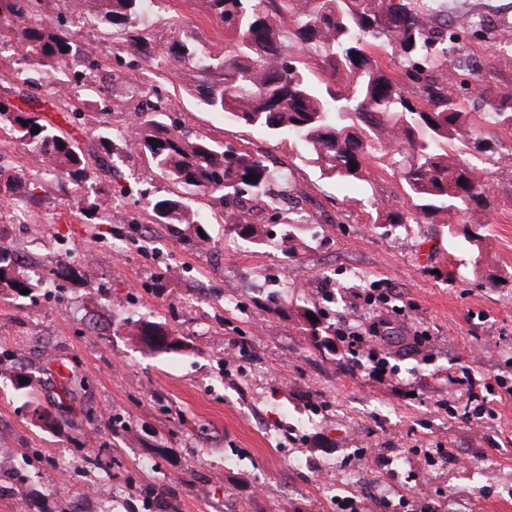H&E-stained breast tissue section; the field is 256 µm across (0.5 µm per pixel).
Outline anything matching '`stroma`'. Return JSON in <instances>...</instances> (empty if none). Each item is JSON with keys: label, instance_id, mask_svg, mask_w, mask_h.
Instances as JSON below:
<instances>
[{"label": "stroma", "instance_id": "35a3bbf8", "mask_svg": "<svg viewBox=\"0 0 512 512\" xmlns=\"http://www.w3.org/2000/svg\"><path fill=\"white\" fill-rule=\"evenodd\" d=\"M154 24L224 44L198 0H159ZM510 42V28L463 35L464 54L488 68L455 75L468 110L480 88L512 93L500 55ZM152 84L186 130L268 155L315 221L296 223L287 257L238 236L200 197L211 248L195 249L186 225L143 208L168 187L120 140L111 223H81L53 185L19 200L28 223L0 229L11 251L37 271L68 247L80 277L60 298L0 287V512L20 499L28 512H337L343 494L362 512H512V168L490 167L483 224L379 228L374 200L404 197L390 169L343 185L144 70L93 102L76 137L123 129L130 87ZM371 288L393 291L374 311ZM302 307L339 332L392 323L377 355L395 379L369 378L366 353L344 343L321 346ZM124 311L164 326L172 349L117 326ZM414 329L427 341L408 338ZM20 376L27 390L13 387ZM68 381L69 411L55 403ZM380 484L388 501L372 495Z\"/></svg>", "mask_w": 512, "mask_h": 512}]
</instances>
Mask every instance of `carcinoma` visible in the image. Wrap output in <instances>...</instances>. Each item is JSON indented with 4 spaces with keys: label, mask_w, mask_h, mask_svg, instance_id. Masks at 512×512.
Returning a JSON list of instances; mask_svg holds the SVG:
<instances>
[{
    "label": "carcinoma",
    "mask_w": 512,
    "mask_h": 512,
    "mask_svg": "<svg viewBox=\"0 0 512 512\" xmlns=\"http://www.w3.org/2000/svg\"><path fill=\"white\" fill-rule=\"evenodd\" d=\"M52 0H0V34L27 46V68L16 84L0 89V133L41 153L47 169L29 175L0 152V200L19 195L34 202V190L54 180L80 219L106 224L112 199V132L96 131L89 149L61 124L83 126L90 97L109 93L116 75L100 71L95 54L165 76L176 70L184 91L210 112L265 130L289 141L302 157L320 164L337 181H365L372 164L391 169L406 202L376 204L371 223L452 224L457 216L480 220L491 187L486 165L497 150L483 143L480 125L469 119L460 98L448 92V42L463 33L486 34L475 15L459 10L450 29L448 0H199L206 15L224 29V47L204 39L182 38L175 29L154 35L150 0H96L103 32L98 44L83 49L76 40L70 9L49 13ZM391 48L397 71L381 63L372 48ZM66 79L61 95L52 75ZM142 99L128 114L123 135L130 151L143 156L148 170L173 187L168 196L147 201L157 224H186L204 245L205 219L188 203L205 196L226 209L224 222L258 244L271 239L254 221L247 202L272 209L280 200L274 187L288 175L257 152L193 136L171 118L168 97L140 90ZM481 121L512 130V94L484 90ZM60 111L62 123L47 112ZM27 125H22V122ZM39 132H33V129ZM473 140L479 155L453 157L457 144ZM76 275L58 261L54 277L33 281L13 252L0 243V284L16 291L48 289L57 278ZM317 321H312L308 313ZM304 331L334 348L333 326L322 314L303 308ZM139 335L167 349L160 324L128 315Z\"/></svg>",
    "instance_id": "carcinoma-1"
}]
</instances>
